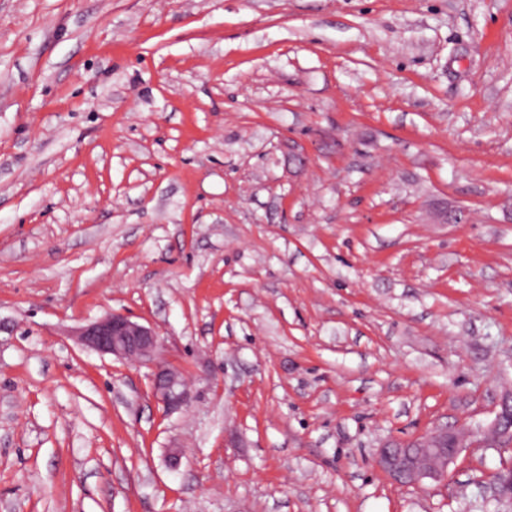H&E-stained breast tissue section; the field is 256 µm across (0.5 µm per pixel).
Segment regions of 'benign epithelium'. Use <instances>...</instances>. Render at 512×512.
<instances>
[{
    "label": "benign epithelium",
    "mask_w": 512,
    "mask_h": 512,
    "mask_svg": "<svg viewBox=\"0 0 512 512\" xmlns=\"http://www.w3.org/2000/svg\"><path fill=\"white\" fill-rule=\"evenodd\" d=\"M76 336L86 349L151 367L152 394L166 412L189 406L192 395L184 373L158 360L163 339L155 328L127 315L110 313L79 328ZM470 438L484 448H511L512 425H504L503 414L499 411L483 429L472 430L462 424L449 430H434L410 442L389 443L379 449L377 463L394 482L417 485L424 479L443 477Z\"/></svg>",
    "instance_id": "obj_1"
}]
</instances>
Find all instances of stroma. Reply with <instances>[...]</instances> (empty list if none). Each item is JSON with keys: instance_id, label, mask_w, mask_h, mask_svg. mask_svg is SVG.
Wrapping results in <instances>:
<instances>
[{"instance_id": "obj_1", "label": "stroma", "mask_w": 512, "mask_h": 512, "mask_svg": "<svg viewBox=\"0 0 512 512\" xmlns=\"http://www.w3.org/2000/svg\"><path fill=\"white\" fill-rule=\"evenodd\" d=\"M509 393L512 0H0V512H512L376 464ZM75 336L86 349L138 366H150L152 394L166 412L189 406L192 395L184 373L158 360L163 339L154 327L133 321L124 314L110 313L79 328Z\"/></svg>"}]
</instances>
